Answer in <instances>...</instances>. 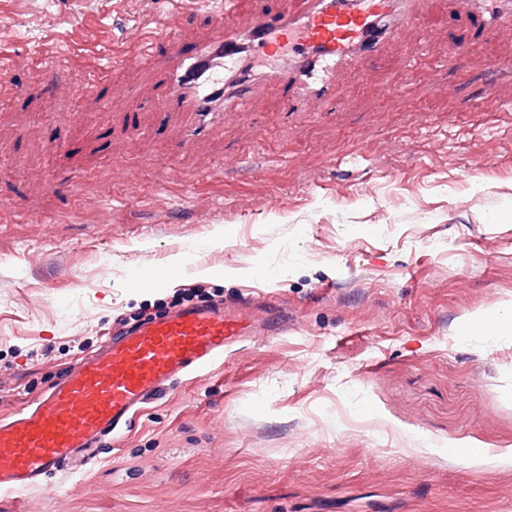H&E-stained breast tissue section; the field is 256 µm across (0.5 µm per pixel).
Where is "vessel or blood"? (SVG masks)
<instances>
[{
	"mask_svg": "<svg viewBox=\"0 0 512 512\" xmlns=\"http://www.w3.org/2000/svg\"><path fill=\"white\" fill-rule=\"evenodd\" d=\"M483 28L501 27L505 12H485L482 0H457ZM419 0H305L295 13L268 21H240L236 0H224L227 25L192 56L178 58L163 96L170 108L210 124L223 110L247 109L254 84L224 86L221 74L245 48L271 52L282 39L296 38L300 53L280 59L264 73L316 104L334 94L337 73L358 67L380 21L391 38L415 15ZM256 331L250 298L224 306L198 304L130 324L91 355L80 359L51 388L0 420V492L40 486L51 474L83 471L99 458L102 441L119 434L129 418L176 379L203 374L226 352Z\"/></svg>",
	"mask_w": 512,
	"mask_h": 512,
	"instance_id": "b4317fda",
	"label": "vessel or blood"
}]
</instances>
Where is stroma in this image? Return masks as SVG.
Instances as JSON below:
<instances>
[{
	"label": "stroma",
	"mask_w": 512,
	"mask_h": 512,
	"mask_svg": "<svg viewBox=\"0 0 512 512\" xmlns=\"http://www.w3.org/2000/svg\"><path fill=\"white\" fill-rule=\"evenodd\" d=\"M220 9L147 47L170 0H0V416L121 320L245 292L290 318L0 512H512V463L461 454L512 450V339L461 334L512 314V29L423 0L328 102L268 83L195 134L161 84Z\"/></svg>",
	"instance_id": "obj_1"
}]
</instances>
